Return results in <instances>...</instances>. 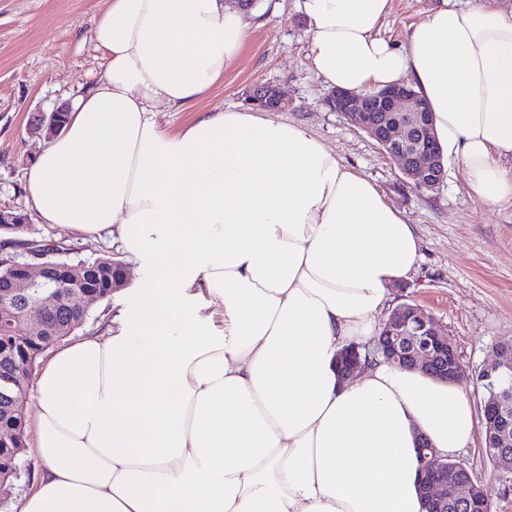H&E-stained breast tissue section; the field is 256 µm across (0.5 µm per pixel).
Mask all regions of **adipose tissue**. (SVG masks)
<instances>
[{"label":"adipose tissue","instance_id":"ef3b65f1","mask_svg":"<svg viewBox=\"0 0 512 512\" xmlns=\"http://www.w3.org/2000/svg\"><path fill=\"white\" fill-rule=\"evenodd\" d=\"M296 7L327 86L411 85L469 190L512 200V7L442 0L401 47L379 35L392 0ZM255 26L227 0H105L94 21L104 69L27 190L47 223L110 232L158 277L117 334L34 377L37 486L17 512H425L419 439L448 454L473 434L457 384L379 358L338 373L418 264L399 209L253 108L152 119L222 82Z\"/></svg>","mask_w":512,"mask_h":512}]
</instances>
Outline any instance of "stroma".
<instances>
[{
  "instance_id": "35a3bbf8",
  "label": "stroma",
  "mask_w": 512,
  "mask_h": 512,
  "mask_svg": "<svg viewBox=\"0 0 512 512\" xmlns=\"http://www.w3.org/2000/svg\"><path fill=\"white\" fill-rule=\"evenodd\" d=\"M437 0H392L381 34L402 44L408 24L421 21ZM104 0H0V210L25 214V239L60 246V259H125L111 236L72 231L43 220L26 190L28 171L46 147L30 128L39 115L71 103L100 75L104 60L92 43H80ZM255 28L223 83L212 88L192 111L160 109L153 118L177 131L194 111L242 109L249 88L278 84L290 104L277 120L299 124L367 178L386 201L402 211L419 238L420 260L409 277L389 288L386 307L407 302L422 306L448 328L463 368L460 384L473 409L485 394L476 374L500 342L512 341V200L486 205L469 191L453 160L445 162L439 188L408 185L396 163L365 132L324 105L328 92L307 51L306 26L295 0H260ZM129 281L112 297L95 304L69 342L104 334L115 313L136 312L142 288L156 278L151 256L126 261ZM481 480L493 512H512V474L493 470L481 453V436L450 453Z\"/></svg>"
}]
</instances>
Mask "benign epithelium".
<instances>
[{"label":"benign epithelium","instance_id":"obj_1","mask_svg":"<svg viewBox=\"0 0 512 512\" xmlns=\"http://www.w3.org/2000/svg\"><path fill=\"white\" fill-rule=\"evenodd\" d=\"M248 101L254 106L279 112L288 107V97L276 84H260L250 90ZM325 104L332 112L350 119L362 112H382L376 122L359 123L357 127L373 139L383 153L399 166L406 182L415 187L438 188L444 179L445 165L428 107H416L410 88L405 84L380 91L359 93L343 89L330 91ZM64 112L58 108L41 115L37 132L50 139L64 126ZM22 274L13 279L10 295L13 301L24 305L26 333L36 327L34 310H45L53 299L40 300L30 305L33 289L48 284L60 273L59 265L47 260V255L36 249L28 252L21 265ZM373 352L385 362L400 369H410L444 382H457L461 377L458 348L448 330L433 314L418 304L401 303L390 311L380 327ZM340 373L351 378L361 367L359 350L351 348L340 357ZM512 377V342L496 345L490 363L478 373L477 381L485 383L487 396L483 401L480 427L489 437L493 461L503 473L512 471V406L503 396L502 385ZM421 465L420 494L427 512H445L448 502L478 504L482 500L481 483L464 466L446 462L425 438L419 441Z\"/></svg>","mask_w":512,"mask_h":512}]
</instances>
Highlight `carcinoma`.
<instances>
[{
  "label": "carcinoma",
  "mask_w": 512,
  "mask_h": 512,
  "mask_svg": "<svg viewBox=\"0 0 512 512\" xmlns=\"http://www.w3.org/2000/svg\"><path fill=\"white\" fill-rule=\"evenodd\" d=\"M17 261L19 258L16 253L8 251L5 246L0 248L1 300L8 296L11 278L20 273V269L15 266ZM112 262L110 256L82 262L85 268L82 289L87 295L85 303L76 299L73 283L65 275H59L51 288L56 305L41 318L42 328L36 335L13 344L7 340L4 330L0 329V473L8 474L6 481L0 483L1 507L8 504L13 482L21 474L20 454L27 437L26 416L9 407V402L26 399L30 391L28 387L21 390L5 383L3 377L11 369L32 375L38 359L47 352L49 346L83 324L90 313L88 302H100L126 285V282L119 280L120 269L112 266Z\"/></svg>",
  "instance_id": "cac0c4a2"
}]
</instances>
